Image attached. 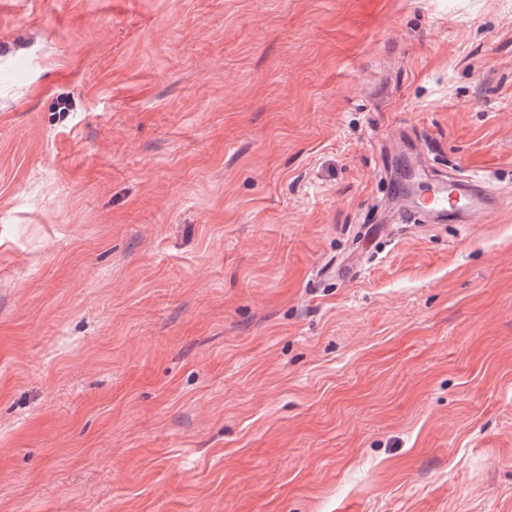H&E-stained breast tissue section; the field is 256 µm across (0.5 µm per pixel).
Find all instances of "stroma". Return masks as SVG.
Segmentation results:
<instances>
[{"instance_id": "obj_1", "label": "stroma", "mask_w": 512, "mask_h": 512, "mask_svg": "<svg viewBox=\"0 0 512 512\" xmlns=\"http://www.w3.org/2000/svg\"><path fill=\"white\" fill-rule=\"evenodd\" d=\"M0 512H512V0H0ZM448 187L451 190L449 197H460L464 203L463 207L459 208L448 200ZM474 187L481 193L480 201L472 195ZM387 194L392 198V203L398 206L401 223L412 222L417 214L429 212L448 218L462 216L459 220L453 219L448 222L482 224L494 212L493 194L481 180L473 177L438 182L424 201L409 196L397 184L391 182L388 184Z\"/></svg>"}]
</instances>
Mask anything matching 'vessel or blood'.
<instances>
[{
  "label": "vessel or blood",
  "mask_w": 512,
  "mask_h": 512,
  "mask_svg": "<svg viewBox=\"0 0 512 512\" xmlns=\"http://www.w3.org/2000/svg\"><path fill=\"white\" fill-rule=\"evenodd\" d=\"M387 193L397 206L402 222L413 221L417 214L434 213L460 218L465 224H480L493 213L494 196L476 178L436 183L425 200L409 196L396 184H389Z\"/></svg>",
  "instance_id": "b4317fda"
}]
</instances>
